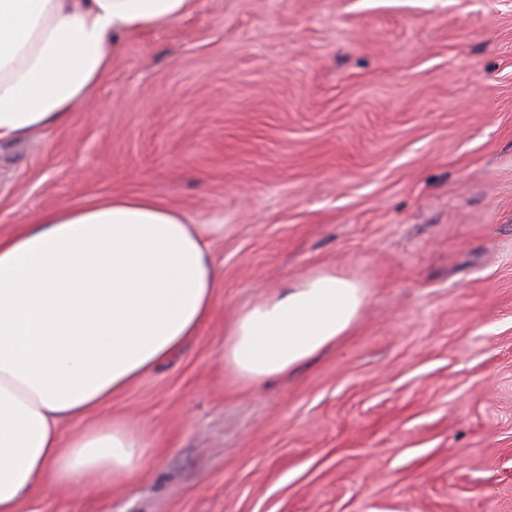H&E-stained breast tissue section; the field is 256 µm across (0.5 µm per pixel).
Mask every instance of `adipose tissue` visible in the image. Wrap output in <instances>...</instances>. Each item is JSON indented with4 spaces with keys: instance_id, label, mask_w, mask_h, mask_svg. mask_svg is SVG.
I'll use <instances>...</instances> for the list:
<instances>
[{
    "instance_id": "adipose-tissue-1",
    "label": "adipose tissue",
    "mask_w": 512,
    "mask_h": 512,
    "mask_svg": "<svg viewBox=\"0 0 512 512\" xmlns=\"http://www.w3.org/2000/svg\"><path fill=\"white\" fill-rule=\"evenodd\" d=\"M196 0H0V143L68 126L117 37ZM218 275L179 210L144 196L47 209L0 233V512L34 491L110 489L158 439L107 412L210 321ZM367 290L320 270L237 310L220 364L258 387L348 335ZM81 424L79 433L65 424Z\"/></svg>"
}]
</instances>
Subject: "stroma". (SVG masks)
<instances>
[{
  "instance_id": "stroma-1",
  "label": "stroma",
  "mask_w": 512,
  "mask_h": 512,
  "mask_svg": "<svg viewBox=\"0 0 512 512\" xmlns=\"http://www.w3.org/2000/svg\"><path fill=\"white\" fill-rule=\"evenodd\" d=\"M146 196L201 225L208 326L114 398L162 440L21 512H512V0H197L72 123L0 144V231ZM328 269L354 330L250 388L236 309Z\"/></svg>"
}]
</instances>
